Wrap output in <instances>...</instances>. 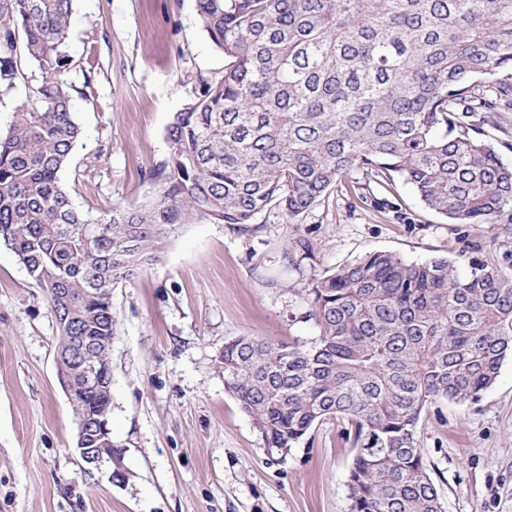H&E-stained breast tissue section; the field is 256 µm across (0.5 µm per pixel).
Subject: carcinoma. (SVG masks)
I'll return each instance as SVG.
<instances>
[{
  "label": "carcinoma",
  "instance_id": "1",
  "mask_svg": "<svg viewBox=\"0 0 512 512\" xmlns=\"http://www.w3.org/2000/svg\"><path fill=\"white\" fill-rule=\"evenodd\" d=\"M227 60L168 128L146 201L79 211L60 172L81 136L63 69L72 0H0V88L42 73L0 131V243L69 325L56 351L112 350V298L186 224L304 213L351 173L401 181L456 224L512 223V164L468 118L512 107V0H197ZM374 252L309 290L319 335L224 344V387L270 451L332 418L356 454L350 512H442L417 427L489 389L512 354V275ZM112 402L78 396L77 418Z\"/></svg>",
  "mask_w": 512,
  "mask_h": 512
}]
</instances>
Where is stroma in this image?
I'll use <instances>...</instances> for the list:
<instances>
[{
    "instance_id": "1",
    "label": "stroma",
    "mask_w": 512,
    "mask_h": 512,
    "mask_svg": "<svg viewBox=\"0 0 512 512\" xmlns=\"http://www.w3.org/2000/svg\"><path fill=\"white\" fill-rule=\"evenodd\" d=\"M65 72L82 129L62 185L94 215L142 202L168 153L174 115L220 79L225 59L196 0H75ZM365 172L295 219L185 225L161 260L112 290L110 465L90 473L56 372L47 297L0 246V512H349L347 421L330 419L287 454L224 389V344L308 341L315 279L373 252L410 262L462 251L512 274V224H454L413 191ZM417 438L443 512H512V355L479 398L441 400Z\"/></svg>"
}]
</instances>
